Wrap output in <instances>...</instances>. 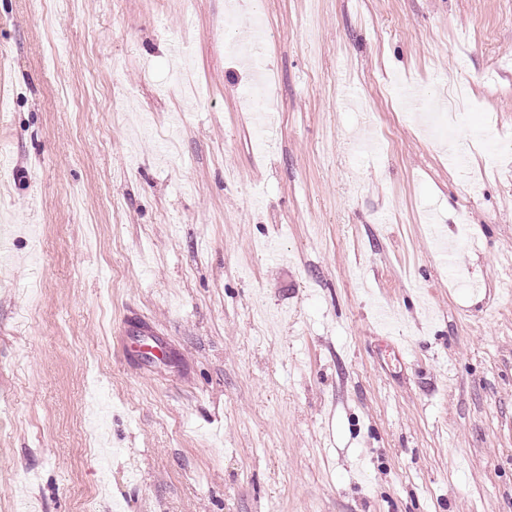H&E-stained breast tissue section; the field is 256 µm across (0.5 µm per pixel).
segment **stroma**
<instances>
[{
    "mask_svg": "<svg viewBox=\"0 0 512 512\" xmlns=\"http://www.w3.org/2000/svg\"><path fill=\"white\" fill-rule=\"evenodd\" d=\"M224 2L0 0V512H512V0H251L266 136Z\"/></svg>",
    "mask_w": 512,
    "mask_h": 512,
    "instance_id": "35a3bbf8",
    "label": "stroma"
}]
</instances>
